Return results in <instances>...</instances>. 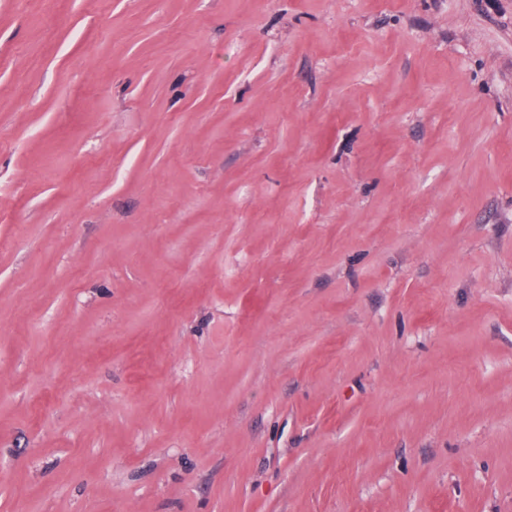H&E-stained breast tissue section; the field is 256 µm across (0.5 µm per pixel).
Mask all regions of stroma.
<instances>
[{"mask_svg": "<svg viewBox=\"0 0 512 512\" xmlns=\"http://www.w3.org/2000/svg\"><path fill=\"white\" fill-rule=\"evenodd\" d=\"M0 512H512V0H0Z\"/></svg>", "mask_w": 512, "mask_h": 512, "instance_id": "1", "label": "stroma"}]
</instances>
